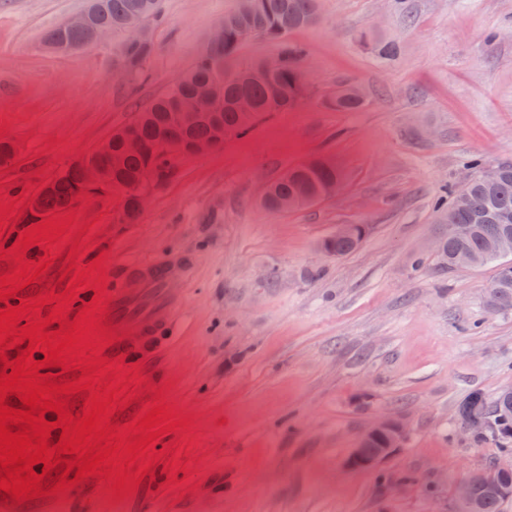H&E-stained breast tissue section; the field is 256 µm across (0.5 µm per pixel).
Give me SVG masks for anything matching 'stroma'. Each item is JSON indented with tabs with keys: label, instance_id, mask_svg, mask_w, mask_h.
I'll return each mask as SVG.
<instances>
[{
	"label": "stroma",
	"instance_id": "35a3bbf8",
	"mask_svg": "<svg viewBox=\"0 0 512 512\" xmlns=\"http://www.w3.org/2000/svg\"><path fill=\"white\" fill-rule=\"evenodd\" d=\"M83 4L0 0V138L18 149L0 167V277L17 269L28 228L62 229L24 249L39 274L0 312L50 295L18 326L55 308L74 323L127 260L193 256L175 338L103 377L120 390L109 422L125 437L155 406L177 428L133 455L130 471L145 476L128 494L100 475L52 493L59 464L36 499L0 490V512H451L458 482L498 455L463 438L457 413L472 392L512 388V312L487 303L492 267L440 268L434 203L473 162L512 160V0H321L320 22L288 36L304 50L303 101L221 149L172 156L132 224L118 222L115 194L35 217L29 203L172 89L235 0H163L155 52L134 78L114 77L112 45L46 46ZM364 32L394 43L396 58L382 61ZM345 83L363 91L362 109L331 107ZM316 157L341 175L335 197L259 205L260 181ZM340 224L371 233L350 254L321 256ZM273 268L284 281H266ZM384 413L409 422L408 443L377 470L350 468L360 430Z\"/></svg>",
	"mask_w": 512,
	"mask_h": 512
}]
</instances>
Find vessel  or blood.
<instances>
[{"label":"vessel or blood","mask_w":512,"mask_h":512,"mask_svg":"<svg viewBox=\"0 0 512 512\" xmlns=\"http://www.w3.org/2000/svg\"><path fill=\"white\" fill-rule=\"evenodd\" d=\"M175 264L186 272L191 269L190 260L183 255ZM172 265L128 261L123 277L104 288L92 320L101 328L96 341L108 343L113 366L127 367L131 358L157 352L176 335L182 294Z\"/></svg>","instance_id":"obj_1"}]
</instances>
